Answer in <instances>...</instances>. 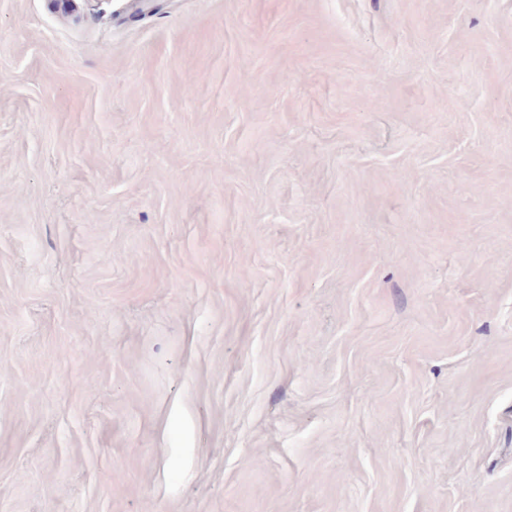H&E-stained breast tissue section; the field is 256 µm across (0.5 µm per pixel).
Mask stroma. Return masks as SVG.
<instances>
[{"mask_svg":"<svg viewBox=\"0 0 512 512\" xmlns=\"http://www.w3.org/2000/svg\"><path fill=\"white\" fill-rule=\"evenodd\" d=\"M0 512H512V0H0Z\"/></svg>","mask_w":512,"mask_h":512,"instance_id":"obj_1","label":"stroma"}]
</instances>
